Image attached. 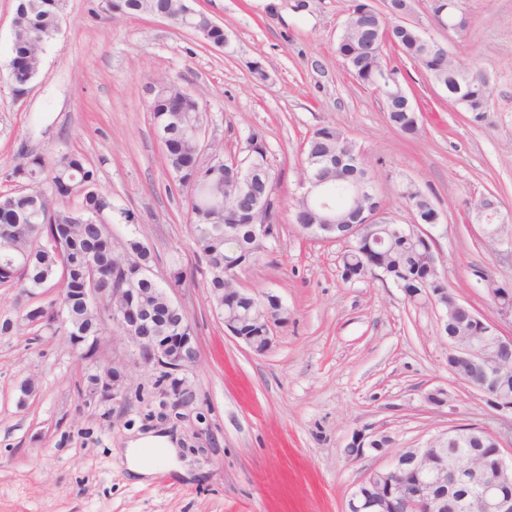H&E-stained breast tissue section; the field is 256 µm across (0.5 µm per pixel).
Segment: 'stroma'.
Returning <instances> with one entry per match:
<instances>
[{"instance_id": "obj_1", "label": "stroma", "mask_w": 512, "mask_h": 512, "mask_svg": "<svg viewBox=\"0 0 512 512\" xmlns=\"http://www.w3.org/2000/svg\"><path fill=\"white\" fill-rule=\"evenodd\" d=\"M97 3L66 0L39 77L18 98L3 69L16 0H0V192L11 188L23 153L50 161L81 152L113 204L135 216L113 220L114 253L131 238L151 249L156 279L190 318L197 359L163 377L110 326L93 361L80 360L63 331L26 318L57 301L58 289L27 298L0 284V323L10 324L0 331V512H344L353 487L400 449L460 426L511 439L512 412L449 371L437 311L387 278L344 282L342 244L303 235L293 200L308 138L340 128L360 146L399 223L413 221L401 196L407 182L430 194L441 214L431 230L441 275L463 304L498 320L490 291L512 287V245L490 249L465 211L492 194L512 214V0H456L465 22L458 30L437 20L432 0H411L410 21L491 88L477 122L402 63L423 115L414 138L389 124L376 93L336 53L349 0H199L228 36L221 49L170 19L99 15ZM152 82L193 91L208 114L206 142L224 157L244 158L249 135L259 133L279 175L280 240L239 275L288 310L265 354L225 334L209 302L185 198L170 188L152 127ZM112 361L123 371L120 392L80 395L97 364ZM24 382L34 392L22 403ZM438 388L446 393L440 406L426 400ZM152 432L175 441L179 466L137 483L123 450ZM372 433L389 438L385 453H351L355 436Z\"/></svg>"}]
</instances>
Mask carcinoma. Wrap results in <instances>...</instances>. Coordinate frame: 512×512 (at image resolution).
<instances>
[{"instance_id": "cac0c4a2", "label": "carcinoma", "mask_w": 512, "mask_h": 512, "mask_svg": "<svg viewBox=\"0 0 512 512\" xmlns=\"http://www.w3.org/2000/svg\"><path fill=\"white\" fill-rule=\"evenodd\" d=\"M189 0H99L98 13L110 15L114 11L129 15L150 14L179 16L187 12ZM65 0H17L12 46L6 64L7 75L14 83H33L39 76V50L54 40ZM361 0H350L346 24L336 44V53L347 57L349 72L360 85L379 95L386 109L390 125L407 136L420 131V120L413 119V111L404 107L390 92L370 79L373 71L392 66L400 75L399 66L377 53L371 45L369 26L373 17L360 14ZM193 33L211 47H219L223 40L220 28L201 17ZM390 46L400 57L417 64L429 80L447 90L461 83L465 85L462 98L451 94L449 100L473 119H484L489 104L490 85L478 71H465L455 75L448 57L431 55L424 47L419 33L411 29L389 31ZM194 94L183 95L178 86L172 92L155 97L151 103V122L158 138L165 139L163 154L169 172L183 180H198L193 199L187 201L189 222L192 226L198 261L204 265L205 282L209 298L217 315L229 318L253 311L263 301L259 294H249L235 301L224 293V275L221 271H242L273 252L277 238L252 241L241 236L237 246L224 244V235L233 234L253 221L257 213L256 199L268 194L273 200L269 214L270 223L280 225L279 177L268 160L267 149L259 136L250 141L261 149L256 151L261 168L267 174L253 191H239L235 202L219 205L216 198L224 196V183L235 177L232 167L220 162L222 155L213 153V160L202 155L197 147L193 129L207 122V114L197 108ZM179 106L180 112L171 108ZM358 156L360 147L345 133L334 127H322L307 140L304 160L321 163L338 152ZM13 180L27 184L25 191L0 192V283H9L27 296H34L41 288H63L58 306L48 310L36 307L26 318L31 323L47 327L59 322L67 327L68 335L84 336L97 342L107 321L101 309L104 301L84 291L86 274H94L96 287L106 288L117 295L127 288L139 289L140 301L156 318L157 335H167L168 328L186 325L189 318L167 295L154 278L151 250L137 240L126 244V255H112L110 224L113 213H118L127 223L134 222V215L117 209L109 194L99 186L97 169L77 151L60 154L48 163L39 155L26 156L11 173ZM51 186L50 193L41 189ZM417 220H431L436 210L431 198L417 186H407L402 192ZM383 239L381 273L400 288H428L432 292L444 291V306L452 310L448 318V336H468L477 332L457 309L453 308V294L446 292L448 284L441 273L425 276L430 267H438V257L433 242L428 238L410 236L406 239L390 236L386 225L380 226ZM362 256L354 251L341 253V277L353 281L359 277ZM462 446L488 452L495 447L492 436L485 432L468 433Z\"/></svg>"}]
</instances>
